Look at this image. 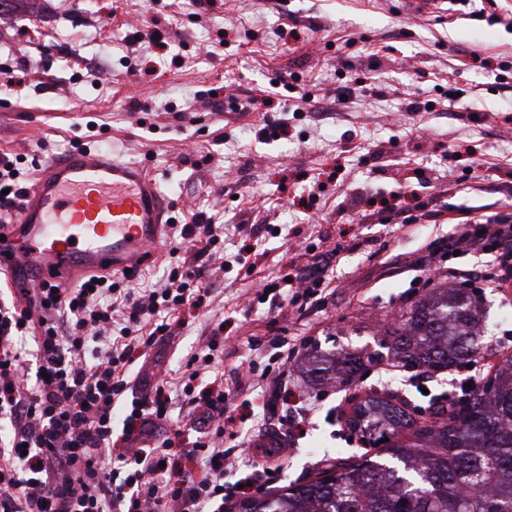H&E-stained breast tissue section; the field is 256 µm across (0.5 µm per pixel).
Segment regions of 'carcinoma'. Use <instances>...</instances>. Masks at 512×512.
<instances>
[{
	"label": "carcinoma",
	"instance_id": "1",
	"mask_svg": "<svg viewBox=\"0 0 512 512\" xmlns=\"http://www.w3.org/2000/svg\"><path fill=\"white\" fill-rule=\"evenodd\" d=\"M481 310L470 293L434 284L402 313L390 359L447 370L480 353ZM314 380L352 384L372 356L310 353ZM429 426L387 448V456L343 464L321 478L246 499L239 512H512V356L470 392L458 416L433 412ZM410 419L385 400L365 411L360 430L396 437Z\"/></svg>",
	"mask_w": 512,
	"mask_h": 512
}]
</instances>
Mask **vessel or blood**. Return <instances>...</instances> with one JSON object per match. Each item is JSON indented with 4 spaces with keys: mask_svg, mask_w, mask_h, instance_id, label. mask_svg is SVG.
Instances as JSON below:
<instances>
[{
    "mask_svg": "<svg viewBox=\"0 0 512 512\" xmlns=\"http://www.w3.org/2000/svg\"><path fill=\"white\" fill-rule=\"evenodd\" d=\"M168 213L143 165L73 150L40 169L6 242L14 266L65 286L94 272L136 269L162 249Z\"/></svg>",
    "mask_w": 512,
    "mask_h": 512,
    "instance_id": "obj_1",
    "label": "vessel or blood"
}]
</instances>
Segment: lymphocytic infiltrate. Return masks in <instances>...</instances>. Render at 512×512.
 I'll return each instance as SVG.
<instances>
[{"label":"lymphocytic infiltrate","mask_w":512,"mask_h":512,"mask_svg":"<svg viewBox=\"0 0 512 512\" xmlns=\"http://www.w3.org/2000/svg\"><path fill=\"white\" fill-rule=\"evenodd\" d=\"M512 225H459L454 250L495 255ZM94 274L78 287L41 282L0 303V414L9 416L0 452V512H224V473L235 468L224 448L228 394L223 385L197 388L218 362L223 323H216L180 376L132 392L128 368L161 339V323L178 307L202 306L198 271L172 267L163 286L129 288ZM34 376H26L28 365ZM201 424L182 458L171 439L149 442L157 430L183 433L175 405ZM123 408L125 450L112 451L114 410Z\"/></svg>","instance_id":"1"}]
</instances>
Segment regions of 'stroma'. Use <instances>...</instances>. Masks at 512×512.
I'll return each instance as SVG.
<instances>
[{"mask_svg": "<svg viewBox=\"0 0 512 512\" xmlns=\"http://www.w3.org/2000/svg\"><path fill=\"white\" fill-rule=\"evenodd\" d=\"M486 5L438 0L411 17L401 0H0V152L25 180L101 148L149 168L176 223L202 212L224 226L223 261L168 234L139 269L136 289L197 261L210 293L171 314L167 337L130 369L134 389L173 378L219 319L226 375L253 354L272 362L278 336L375 356L350 387L311 385L298 359L291 399L270 407L245 386L230 397L235 419L250 410L281 433L285 454L250 459L271 469L267 492L384 454L380 435L348 424L359 398L390 396L422 425L450 382L471 376L462 362L413 382L387 357L384 332L427 291L433 250L473 278L487 366L512 355V279L486 287L492 256L451 250L459 221H512V179L500 174L512 168V0L495 18ZM253 97L255 111H238ZM413 97L428 110L407 113ZM281 120L286 137H258ZM398 193L415 195L418 223L386 221L378 202ZM291 259L300 277L328 271L335 292L302 308L258 301Z\"/></svg>", "mask_w": 512, "mask_h": 512, "instance_id": "obj_1", "label": "stroma"}]
</instances>
